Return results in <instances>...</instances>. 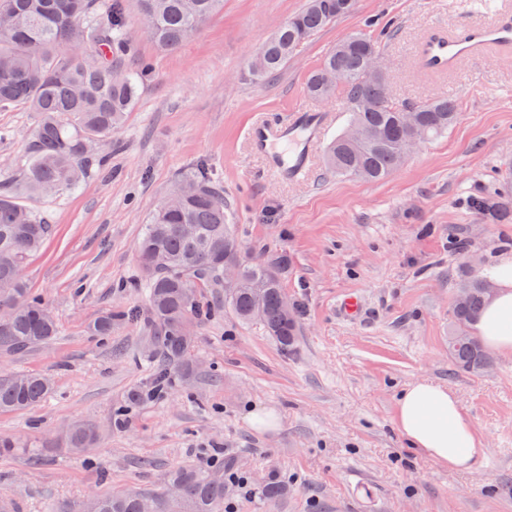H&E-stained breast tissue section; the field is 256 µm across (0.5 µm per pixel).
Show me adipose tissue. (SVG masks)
<instances>
[{
	"label": "adipose tissue",
	"mask_w": 512,
	"mask_h": 512,
	"mask_svg": "<svg viewBox=\"0 0 512 512\" xmlns=\"http://www.w3.org/2000/svg\"><path fill=\"white\" fill-rule=\"evenodd\" d=\"M490 276L495 291L475 330L490 348L512 354V255L502 256ZM395 424L411 448L452 471L471 469L483 451L458 395L426 379L402 391Z\"/></svg>",
	"instance_id": "1"
}]
</instances>
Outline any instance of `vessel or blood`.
<instances>
[{
	"instance_id": "1",
	"label": "vessel or blood",
	"mask_w": 512,
	"mask_h": 512,
	"mask_svg": "<svg viewBox=\"0 0 512 512\" xmlns=\"http://www.w3.org/2000/svg\"><path fill=\"white\" fill-rule=\"evenodd\" d=\"M491 47H512V13L501 11L488 21L461 23L451 34L440 25H433L417 44L415 55L426 72L445 74L462 59L478 56ZM324 127V113L285 112L254 122L248 136L254 150L267 155L272 171L294 178L306 172L310 147Z\"/></svg>"
}]
</instances>
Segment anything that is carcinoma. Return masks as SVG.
Here are the masks:
<instances>
[{"label":"carcinoma","instance_id":"1","mask_svg":"<svg viewBox=\"0 0 512 512\" xmlns=\"http://www.w3.org/2000/svg\"><path fill=\"white\" fill-rule=\"evenodd\" d=\"M305 0L304 7L274 29L249 60L257 83L273 80L288 65L296 49L311 35L350 13L354 0ZM222 0H138L137 21L156 45L174 51L216 14ZM124 0H0V110L25 108L39 120L29 145V160L20 189L51 194L83 183L100 162L96 149L112 144V135L135 105L145 70L123 69L128 46ZM356 32L336 44L306 82L309 96L331 101L341 96L348 126L364 137L351 140L342 132L329 145L326 164L338 175L380 181L406 160L415 134L430 139L448 131L459 119L448 98L425 99L410 107L392 101L387 71L380 68L382 38ZM339 71L341 81L326 75ZM470 207L493 224H507L512 208L491 197H475ZM53 232V225L17 203L15 194L0 191V307L13 315L0 322V353L11 354L51 341L59 334L47 303L26 287L22 270ZM147 293L149 336L153 359L151 377L129 394L126 405L112 417L123 428L129 411L198 376L192 356L198 329L213 314L199 300L202 288L224 289V309L238 320L259 323L282 349L297 347L299 302L284 307L281 261L248 255L227 224L224 191L202 168L179 174L167 197L151 214L135 245ZM239 264L240 278L224 281V261ZM487 279L470 270L458 288L467 299L453 304L448 359L459 370L483 374L492 364L480 340L469 332L486 302ZM263 305L255 307L256 292ZM132 310L107 312L90 326L93 336L112 335L117 323H135ZM52 392V383L37 373H16L0 379V413L34 409ZM98 440L95 427L69 425L61 441L70 454L91 465L85 453ZM180 495L172 498L168 487ZM229 487L224 482V458L216 455L199 465L171 469L162 487L152 492H122L97 498L93 512H143L153 502L155 512H224Z\"/></svg>","mask_w":512,"mask_h":512}]
</instances>
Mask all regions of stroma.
I'll return each instance as SVG.
<instances>
[{
  "label": "stroma",
  "mask_w": 512,
  "mask_h": 512,
  "mask_svg": "<svg viewBox=\"0 0 512 512\" xmlns=\"http://www.w3.org/2000/svg\"><path fill=\"white\" fill-rule=\"evenodd\" d=\"M304 3L224 0L193 37L165 52L136 24V0H126L133 24L124 65L149 69L136 105L101 151L99 172L79 189L19 197L54 226L24 278L48 302L59 334L6 359L11 370L51 378L50 396L36 409L0 414V435L19 439L93 424L98 453L91 465L61 446L43 450L37 465L21 452L0 455V500H10V512L150 492L171 467L217 451L253 487H288L272 504L235 496L236 512H512V355L494 354L481 376L448 359L464 265L512 251V224L487 223L469 206L474 197H512V50L430 76L413 48L430 22L455 30L466 0H355L277 78L251 81L250 56ZM371 19L397 28L382 44L395 103L447 96L460 112L378 183L328 171L325 149L346 124L344 104L304 91L337 42ZM299 105L331 119L309 172L282 179L268 172L247 132L260 117ZM36 121L21 108L0 111V184L18 179ZM198 165L223 186L245 251L287 258L285 292L303 304L297 352L284 354L259 325L217 313L197 335L193 386L136 407L116 430L114 409L150 375L144 326L117 325L100 337L88 325L107 310H146L134 285L135 241L177 175ZM347 296L362 306L358 319L339 311ZM417 379L457 393L486 445L471 470L436 464L397 430L398 396ZM254 407L274 413L276 429L253 426Z\"/></svg>",
  "instance_id": "stroma-1"
}]
</instances>
